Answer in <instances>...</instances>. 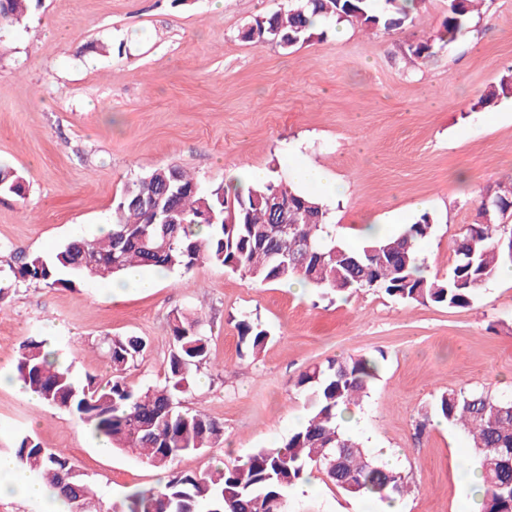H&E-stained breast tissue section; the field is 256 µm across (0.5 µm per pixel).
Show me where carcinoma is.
<instances>
[{"label": "carcinoma", "mask_w": 512, "mask_h": 512, "mask_svg": "<svg viewBox=\"0 0 512 512\" xmlns=\"http://www.w3.org/2000/svg\"><path fill=\"white\" fill-rule=\"evenodd\" d=\"M424 0H295L286 12L259 15L242 37L255 45L303 46L325 35L322 23L348 22L377 33L412 24ZM479 0H448V16L435 35L403 46L412 63L433 54L435 45L454 42L471 24ZM32 0H0V31L21 24ZM512 97V67L472 104L480 111ZM21 196L24 181L12 167L0 163V192ZM489 200H479L473 223L460 233L455 259L444 279L423 274L418 244L434 228L425 212L397 236L372 238L351 249L321 236L328 223L323 202L283 182L268 180L233 189L204 188L178 165L159 167L129 183L118 198L112 230L96 238H74L49 255L27 254L0 245L9 253L0 268V303L8 294L31 283L71 288L86 277L116 278L129 267H161L187 273L202 262L221 265L260 284L300 280L327 293L380 290L408 303H438L463 307L488 284L501 263L512 259V238L502 220L512 214V175L488 188ZM280 199L294 221L284 225L270 201ZM155 240L146 248L140 238ZM173 348L165 362L164 385L134 391L124 373L143 358L147 342L141 336L106 337L109 374L79 381L70 366L42 340L20 346L17 378L37 398L78 417L112 449L138 453L154 467L219 445L224 425L200 411L182 410L179 397L193 374L207 362L210 337L195 314L178 313L170 322ZM241 342L257 353L269 331L248 319L238 324ZM374 356L332 359L302 372L296 383L307 397L310 416L278 448H259L232 467L172 474L164 489L137 490L111 512H261L279 500L275 512H288L290 491L302 483L308 469L321 467L342 491L356 496L380 494L394 500L407 492L400 473L368 459L361 443L341 427L340 420L359 405L378 376ZM435 412L471 434L482 479L481 512H512V399L484 391L450 390ZM13 456L25 472L56 489L70 512H102L91 508L92 489L62 451L41 447L23 436Z\"/></svg>", "instance_id": "cac0c4a2"}]
</instances>
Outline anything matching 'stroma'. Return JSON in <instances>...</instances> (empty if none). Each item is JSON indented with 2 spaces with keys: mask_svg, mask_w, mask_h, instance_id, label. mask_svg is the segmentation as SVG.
Here are the masks:
<instances>
[{
  "mask_svg": "<svg viewBox=\"0 0 512 512\" xmlns=\"http://www.w3.org/2000/svg\"><path fill=\"white\" fill-rule=\"evenodd\" d=\"M287 6L33 0L26 25L0 32V160L26 183L24 196L0 192V244L45 255L96 236L125 186L163 165L211 187L252 167L288 181L295 166L309 164L345 187L323 199L337 241L353 245L355 229L399 211L411 223L430 213L434 232L419 257L428 278H444L480 191L512 174V99L471 109L512 66V0H484L469 31L415 65L400 46L437 32L446 0H427L413 26L391 35L344 22L300 48L242 39L256 16ZM180 312L197 313L210 338L182 406L223 422L224 441L178 457L171 471L230 466L283 445L309 414L294 386L300 373L378 355L379 376L345 431L401 472L409 491L399 512H465L474 495L471 440L434 404L460 388L512 397V281L498 278L454 308L377 290L298 295L212 263L167 273L149 292L111 295L97 279L67 289L23 286L0 305V453L25 435L63 451L106 510L153 488L158 469L132 453L102 451L75 416L20 395L9 381L29 337L45 340L82 379L106 373L104 337L137 335L147 350L126 371L127 385L162 383L169 323ZM244 318L271 334L258 354L239 345ZM307 477L317 488L293 489L290 512L376 508L336 489L322 470Z\"/></svg>",
  "mask_w": 512,
  "mask_h": 512,
  "instance_id": "stroma-1",
  "label": "stroma"
}]
</instances>
